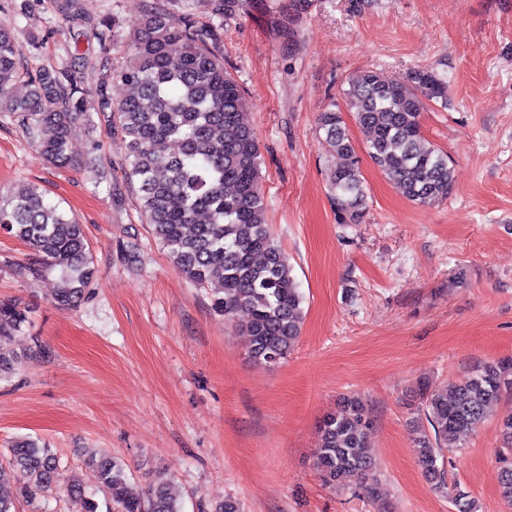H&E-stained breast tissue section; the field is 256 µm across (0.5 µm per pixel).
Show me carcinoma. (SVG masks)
<instances>
[{
	"label": "carcinoma",
	"instance_id": "obj_1",
	"mask_svg": "<svg viewBox=\"0 0 512 512\" xmlns=\"http://www.w3.org/2000/svg\"><path fill=\"white\" fill-rule=\"evenodd\" d=\"M78 2L62 0L57 11L74 22L82 13ZM198 2L167 0L168 7L147 10L140 34L122 45L127 60L119 69L112 68L114 24L100 21L94 32L102 50L92 65L100 72L94 100L68 65L25 69L22 46L1 23L0 115L16 118L36 151L60 168L72 163L76 124L91 126L93 115L102 116L126 143L127 177L136 185L153 238L188 280L218 285L213 305L225 317L248 314L241 329L250 337L251 357L275 365L300 337L303 296L266 221L259 142L242 118L245 92L218 51L221 32L214 19L236 14L242 0H209L206 17L197 14ZM110 78L132 93L113 102ZM19 81L31 87L24 100L12 94ZM447 95V81L432 69H415L401 79L368 71L344 92L346 108L333 100L320 113L325 142L342 159L330 188L338 223L358 224L367 209L361 159L343 111L353 113L364 130L370 161L406 199L426 205L447 199L454 189L448 155L422 128L428 103L443 102ZM172 141L180 144L176 153L168 151ZM0 232L33 252L30 274L58 273L57 306L72 308L88 294L94 267L83 225L36 187H0ZM27 320L26 310L0 302V376L22 362L23 356L4 345L21 335ZM505 393H512V359L480 363L466 380L451 381L443 390L427 384L420 389L419 410L432 433L416 438L417 459L434 488H448L455 512H475V500L460 486H447L438 460L443 449L463 447ZM370 426L366 404L355 396L322 419L314 465L325 485L353 475L365 493L377 494L379 479L368 455ZM499 433L500 494L511 507L512 416L500 422ZM84 462L96 469L104 499L121 512H183L165 471H155L145 496L133 497L130 472L121 461L88 451ZM60 477L52 449L30 438L13 441L0 456V512H16L15 497L3 492L7 486L34 500L60 485L82 512H100L78 480L62 485Z\"/></svg>",
	"mask_w": 512,
	"mask_h": 512
}]
</instances>
